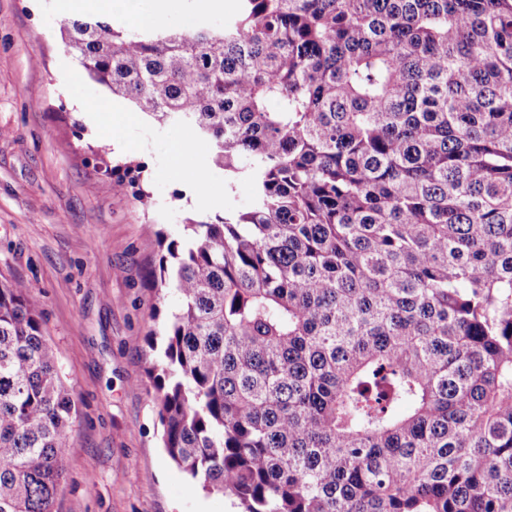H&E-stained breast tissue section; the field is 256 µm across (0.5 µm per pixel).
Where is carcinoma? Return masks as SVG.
<instances>
[{"instance_id":"1","label":"carcinoma","mask_w":512,"mask_h":512,"mask_svg":"<svg viewBox=\"0 0 512 512\" xmlns=\"http://www.w3.org/2000/svg\"><path fill=\"white\" fill-rule=\"evenodd\" d=\"M61 35L252 190L159 258L177 466L241 512H512V0H239L220 29ZM143 169L113 164V190L150 198ZM73 409L27 285L0 280V512H53Z\"/></svg>"}]
</instances>
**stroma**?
<instances>
[{"instance_id": "stroma-1", "label": "stroma", "mask_w": 512, "mask_h": 512, "mask_svg": "<svg viewBox=\"0 0 512 512\" xmlns=\"http://www.w3.org/2000/svg\"><path fill=\"white\" fill-rule=\"evenodd\" d=\"M236 8L176 0L161 25L219 27ZM84 14L0 0V279L28 285L75 402L53 512H236L169 458L147 340L180 303L151 285L160 239H182L188 217L248 210L251 187L225 189L205 152L177 155L192 127L158 124L83 77L59 28ZM125 160L144 163L148 202L113 191L106 167Z\"/></svg>"}]
</instances>
